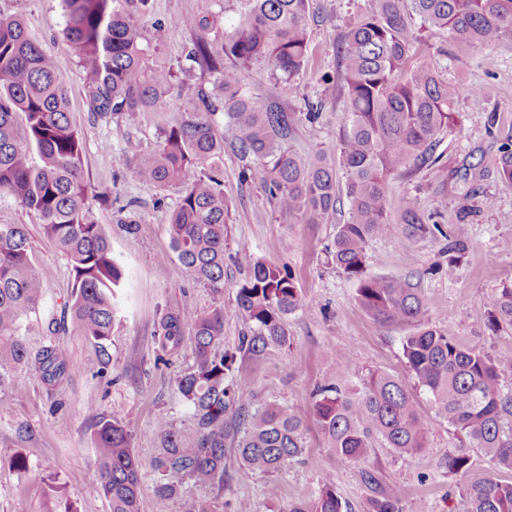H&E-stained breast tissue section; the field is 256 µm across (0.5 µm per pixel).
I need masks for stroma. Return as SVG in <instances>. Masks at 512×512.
I'll list each match as a JSON object with an SVG mask.
<instances>
[{"label":"stroma","instance_id":"obj_1","mask_svg":"<svg viewBox=\"0 0 512 512\" xmlns=\"http://www.w3.org/2000/svg\"><path fill=\"white\" fill-rule=\"evenodd\" d=\"M366 6L367 0H311L307 66L289 77L259 59L245 72L252 92L295 113L298 122L288 145L303 160L320 151L336 154L348 118L346 91L335 78L336 46L345 24ZM1 16L25 20L68 85L70 118L83 138V174L93 194L92 213L125 266L126 278L112 336L105 347H98L70 322L69 260L44 236L37 215L12 196L0 195V224L27 226L30 260L44 284L42 298L23 318L19 334L31 348L55 346L73 366L55 387L43 384L29 368L12 370L9 385L15 399L0 410V512H110L95 467L94 431L100 417L127 423L133 452L144 463L158 451L154 430L159 415L184 428L192 425L174 371L160 360L156 334L161 312L169 307L203 312L222 304L224 347L237 350L247 326L237 312L236 295L258 261L290 270L307 303L287 318L286 346L241 361L262 397L303 409L317 387L354 388L362 368L407 377L401 340L409 327L381 326L370 319L357 302L355 284L329 258L344 213L314 223L305 213L277 209L259 183L243 180L246 162L232 151L224 153L221 175L231 219L223 297H214L194 281L179 261H170L164 274L156 272V257L169 249L168 221L180 191L175 185L159 192L144 189L133 178L131 163L182 118L198 88L212 89L214 75L206 66L187 64L189 32H170L160 42L155 33L171 18L192 16L206 18L210 38H221L224 0H151L148 10L137 13L146 64L170 71L176 92L156 110L110 118L88 108L84 73L62 35L66 18L61 0H0ZM441 64L450 79L483 87L484 93L456 104L436 167L389 181L391 211L399 213L412 201L424 210H438L443 232L454 223L469 192L492 196L497 206L469 225L455 275L447 273L448 241L442 232L406 248L404 227L398 223L388 236L370 243L368 271L417 282L434 325L464 345L512 363V329L487 324L495 290L512 280V184L499 178L494 165L501 144L512 141V39L458 52ZM312 103L321 107L313 123L306 118ZM104 187L111 188L110 198H98ZM127 217L136 223L130 232L122 225ZM342 351L356 360L357 369L337 364ZM420 410L428 426L427 446L413 457L376 447L367 462L338 461L312 424L305 432L303 454L272 477L248 471L235 450H227L224 490L215 499V512H233L241 502L250 512H288L292 503L315 497L318 478L327 468L334 469L336 491L351 512H367L370 492L362 480L367 467L385 484L405 487L403 512H449L464 478L443 473L437 463L458 447L459 438L428 403H421Z\"/></svg>","mask_w":512,"mask_h":512}]
</instances>
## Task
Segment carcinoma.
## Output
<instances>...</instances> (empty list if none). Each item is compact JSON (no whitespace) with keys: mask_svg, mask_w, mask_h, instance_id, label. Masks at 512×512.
I'll list each match as a JSON object with an SVG mask.
<instances>
[{"mask_svg":"<svg viewBox=\"0 0 512 512\" xmlns=\"http://www.w3.org/2000/svg\"><path fill=\"white\" fill-rule=\"evenodd\" d=\"M149 2L62 0L63 36L84 72L92 110L104 117L153 110L170 95L172 74L149 69L139 42L135 12ZM237 3L240 20L224 26V39L216 46L207 37L204 18L172 19L158 29L156 39L172 30L193 34L189 61L217 75L235 148L256 161L244 178L259 180L280 210L303 212L315 221L336 213V166L343 168L347 218L337 225L331 260L356 284L358 303L375 323L415 328L401 340L407 370L460 440L438 468L469 475L451 512H512V480L497 476L499 470L512 471V389L502 384L501 362L434 326L420 289L410 280L367 273L370 241L391 229L388 181L411 178L437 164L441 136L453 126L454 105L461 97L480 94L479 88L443 73L439 56L448 55L445 49L412 61L418 42L412 19L447 34L454 48L479 49L512 38V0H369L367 11L345 27L338 46L349 120L337 164L324 157L305 164L287 150L294 113L262 100L244 83V69L259 57L290 77L307 64L309 0ZM215 112L210 96L197 90L194 108L164 131L155 148L136 157L132 173L149 191L182 184L169 218L170 252L157 258V272L164 273L175 258L196 282L221 296L229 210L221 189L224 140L212 127ZM82 154L67 86L52 58L23 18H0V194L39 216L45 235L70 259L73 324L102 345L112 333L125 270L91 216ZM497 173L512 183V142L500 148ZM493 206L486 196L456 212L448 233V277L464 249L466 225ZM397 221L405 226L406 245L443 233L433 214L415 203L404 207ZM29 252L26 225L0 224V409L13 401L8 378L14 366L32 368L49 386L68 371L56 347L32 351L18 335L43 288ZM306 306L291 273L255 263L237 292L238 310L253 324L239 351L259 358L271 346H285L287 316ZM492 320L512 326V280L495 291ZM186 329L191 336H184ZM157 339L167 365L177 363L185 342L191 345L193 364L176 373L175 384L192 410V428L160 417L155 427L159 450L149 462L157 495L173 497L189 483L199 488L189 512H215L212 494L224 490L226 443L235 445L247 470L272 476L302 455L309 420L335 459L362 462L378 444L406 456L425 448L426 422L415 394L402 379L383 372H367L352 390L316 389L306 414L259 397L253 377L237 365V354L224 350L221 305L207 313L163 310ZM95 440L100 488L111 512H139L143 464L132 451L128 425L102 417ZM362 477L372 492L368 512H402L403 487L384 484L374 470H363ZM289 512H349L336 492L334 471L322 473L315 499L298 501Z\"/></svg>","mask_w":512,"mask_h":512,"instance_id":"obj_1","label":"carcinoma"}]
</instances>
